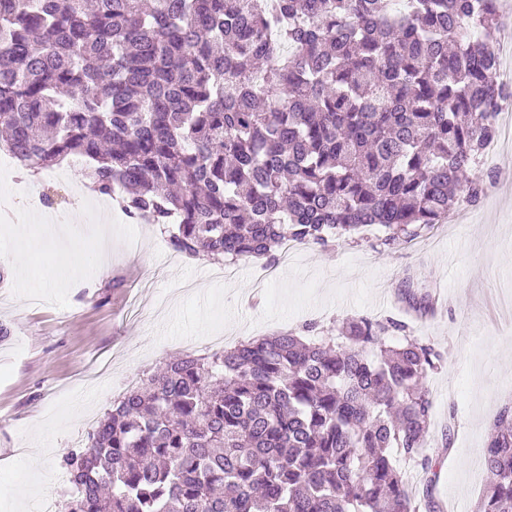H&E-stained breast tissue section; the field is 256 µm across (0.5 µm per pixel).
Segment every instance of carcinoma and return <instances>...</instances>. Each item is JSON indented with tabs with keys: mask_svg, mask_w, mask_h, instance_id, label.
<instances>
[{
	"mask_svg": "<svg viewBox=\"0 0 512 512\" xmlns=\"http://www.w3.org/2000/svg\"><path fill=\"white\" fill-rule=\"evenodd\" d=\"M489 0H0V143L70 154L169 246L278 260L378 225L411 242L477 202L512 101ZM346 319L173 358L64 460L60 512H418L435 345ZM476 512H512V406Z\"/></svg>",
	"mask_w": 512,
	"mask_h": 512,
	"instance_id": "carcinoma-1",
	"label": "carcinoma"
}]
</instances>
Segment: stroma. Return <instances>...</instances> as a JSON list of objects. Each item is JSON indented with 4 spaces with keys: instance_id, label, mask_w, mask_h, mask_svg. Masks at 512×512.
Here are the masks:
<instances>
[{
    "instance_id": "stroma-1",
    "label": "stroma",
    "mask_w": 512,
    "mask_h": 512,
    "mask_svg": "<svg viewBox=\"0 0 512 512\" xmlns=\"http://www.w3.org/2000/svg\"><path fill=\"white\" fill-rule=\"evenodd\" d=\"M493 181L468 215L409 243L381 244V231L301 249L297 260L265 269L242 261L235 278L208 257L168 245L170 226L131 221L112 210L111 261L96 267L102 238L85 225L41 247L36 225L0 233V512L43 505L38 486L54 484L64 501L70 485L63 460L85 446L96 420L124 391L178 354L225 346L318 322L336 334L349 317L391 316L413 336L445 351L429 374L433 401L430 445L452 424L431 486L437 512H475L488 480L483 451L492 422L512 403V148L486 157ZM84 159L67 157L41 170L36 186L69 209L88 184ZM139 240L137 250L127 246ZM82 258L92 276L71 279ZM442 288L445 307L417 316L402 292L422 298ZM38 449L37 457L24 448Z\"/></svg>"
}]
</instances>
